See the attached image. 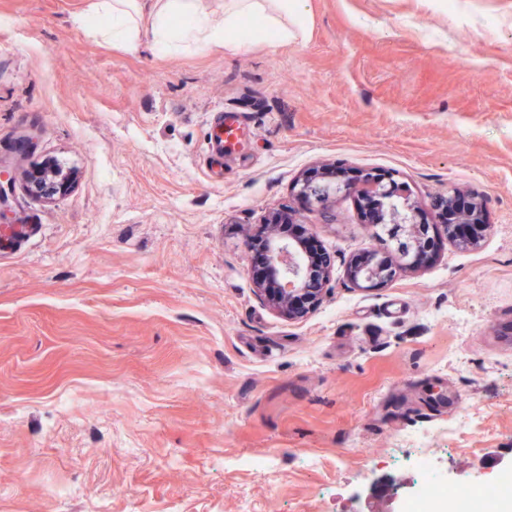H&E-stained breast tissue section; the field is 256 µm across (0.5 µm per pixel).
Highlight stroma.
I'll return each mask as SVG.
<instances>
[{
	"label": "stroma",
	"mask_w": 512,
	"mask_h": 512,
	"mask_svg": "<svg viewBox=\"0 0 512 512\" xmlns=\"http://www.w3.org/2000/svg\"><path fill=\"white\" fill-rule=\"evenodd\" d=\"M309 5L305 40L164 55L0 0V512H399L416 445L462 486L512 469V0ZM47 162L66 195L29 192ZM317 165L393 175L441 245L363 289L377 227L303 211L335 268L291 320L251 243ZM465 194L456 189L448 190V196L441 201V208L456 211V224H478L485 209V200L477 194H465L469 198L467 204L461 208L458 205L459 195Z\"/></svg>",
	"instance_id": "35a3bbf8"
}]
</instances>
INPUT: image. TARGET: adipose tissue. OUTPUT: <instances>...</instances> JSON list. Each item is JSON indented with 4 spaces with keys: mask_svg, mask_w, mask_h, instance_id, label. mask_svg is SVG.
<instances>
[{
    "mask_svg": "<svg viewBox=\"0 0 512 512\" xmlns=\"http://www.w3.org/2000/svg\"><path fill=\"white\" fill-rule=\"evenodd\" d=\"M309 17V0H224L215 10L203 0H90L74 22L130 51L148 34L168 53L182 42L215 51L255 41L285 45L306 38Z\"/></svg>",
    "mask_w": 512,
    "mask_h": 512,
    "instance_id": "1",
    "label": "adipose tissue"
}]
</instances>
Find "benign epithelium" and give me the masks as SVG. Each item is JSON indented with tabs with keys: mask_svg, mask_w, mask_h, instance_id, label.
<instances>
[{
	"mask_svg": "<svg viewBox=\"0 0 512 512\" xmlns=\"http://www.w3.org/2000/svg\"><path fill=\"white\" fill-rule=\"evenodd\" d=\"M73 178L54 168L42 166L34 170L28 179L29 187L52 199L65 195L72 187ZM295 196L305 207L314 205L327 209L336 195L344 193L355 198L364 208H375L374 224H390L403 230L410 224L418 223L419 209L403 197L402 187L391 177L385 179L370 173L359 172L343 183L334 180V172L328 168L316 167L302 175L294 186ZM461 191L448 190V196L441 201V208L456 211V223L478 224L485 209V200L477 194H468L467 204L458 205ZM296 213L280 211L272 214L270 235L263 241L262 248L267 260L278 273L279 279L256 282L255 292L272 309L290 319L304 317L321 299L324 288H312L309 271L313 259L301 247L293 245L277 233L278 225L294 223ZM395 273L392 263L379 258L371 250L367 260L351 265L350 280L362 288H374L390 279Z\"/></svg>",
	"mask_w": 512,
	"mask_h": 512,
	"instance_id": "obj_1",
	"label": "benign epithelium"
}]
</instances>
